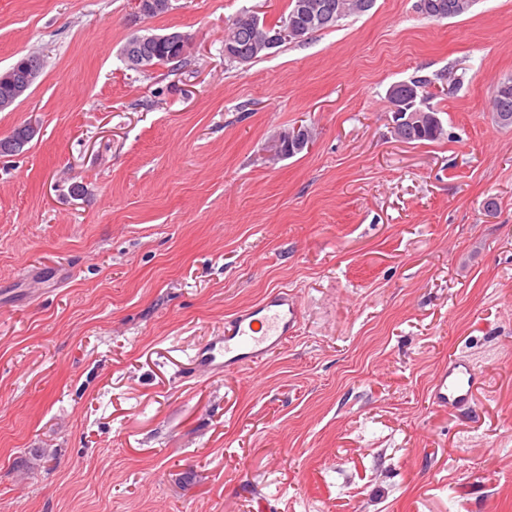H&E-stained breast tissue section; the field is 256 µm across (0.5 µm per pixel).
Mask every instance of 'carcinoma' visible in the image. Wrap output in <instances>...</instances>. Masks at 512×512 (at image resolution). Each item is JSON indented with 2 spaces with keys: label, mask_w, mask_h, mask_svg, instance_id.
I'll return each mask as SVG.
<instances>
[{
  "label": "carcinoma",
  "mask_w": 512,
  "mask_h": 512,
  "mask_svg": "<svg viewBox=\"0 0 512 512\" xmlns=\"http://www.w3.org/2000/svg\"><path fill=\"white\" fill-rule=\"evenodd\" d=\"M474 4V0H417V11L430 19H447L461 17L467 14ZM370 11L367 0H291L290 10L285 21L296 26L299 30L293 40L299 42L305 37L328 28L350 16L362 15ZM261 33L256 32L247 20V14L238 15L232 22L224 42L233 43L238 50L249 54L255 61L268 52L255 48ZM137 54L146 57L153 65L183 60L181 51L167 42L144 41L135 46ZM29 57L19 59L10 68L12 81L0 84V98L12 96L13 89L22 86L27 78ZM492 111L495 121L502 127L512 126V80L500 83L497 87ZM429 117L420 120L418 124L406 125L392 130L395 138L405 143H418L424 141H437L444 138V127L434 119L438 110L427 107ZM32 137L30 128L19 126L12 133L0 139V154L12 155L23 150Z\"/></svg>",
  "instance_id": "cac0c4a2"
}]
</instances>
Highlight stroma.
I'll return each instance as SVG.
<instances>
[{
    "label": "stroma",
    "mask_w": 512,
    "mask_h": 512,
    "mask_svg": "<svg viewBox=\"0 0 512 512\" xmlns=\"http://www.w3.org/2000/svg\"><path fill=\"white\" fill-rule=\"evenodd\" d=\"M415 3L239 64L225 29L289 0H0V71L44 62L0 112V138L36 131L0 155V512H512V0ZM171 31L185 61L127 68ZM421 76L447 135L404 143L386 93ZM276 288L303 311L287 349L182 378ZM454 355L468 411L427 396ZM474 2V0H417L416 9L426 18L440 20L467 14ZM441 4L448 5V11H440ZM492 111L495 121L502 127L512 126V80L501 82L497 87ZM30 128L25 126L16 127L12 133L0 139V154L12 155L23 150L31 140Z\"/></svg>",
    "instance_id": "1"
}]
</instances>
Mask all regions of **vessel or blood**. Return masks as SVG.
I'll return each instance as SVG.
<instances>
[{"mask_svg": "<svg viewBox=\"0 0 512 512\" xmlns=\"http://www.w3.org/2000/svg\"><path fill=\"white\" fill-rule=\"evenodd\" d=\"M302 312L296 296L276 289L255 304L225 319L224 327L189 356L183 376L218 379L264 364L281 353L301 327ZM479 387L472 362L452 356L436 368L428 398L432 405L450 411L471 409Z\"/></svg>", "mask_w": 512, "mask_h": 512, "instance_id": "b4317fda", "label": "vessel or blood"}]
</instances>
